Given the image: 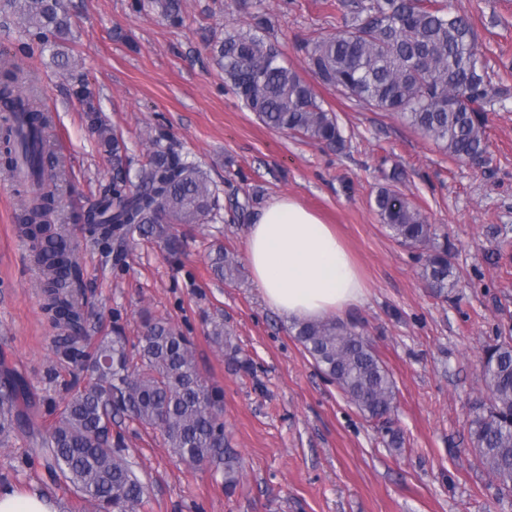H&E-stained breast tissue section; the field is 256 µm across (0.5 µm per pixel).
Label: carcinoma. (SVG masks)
Returning a JSON list of instances; mask_svg holds the SVG:
<instances>
[{
    "mask_svg": "<svg viewBox=\"0 0 512 512\" xmlns=\"http://www.w3.org/2000/svg\"><path fill=\"white\" fill-rule=\"evenodd\" d=\"M348 18L334 35L304 42L307 69L323 84L384 112H394L463 162L488 161L487 114L512 100V85L493 80L481 57L470 21L448 11V0H329ZM0 12L22 20L29 41L21 50L62 55L70 19L61 0H0ZM262 21L228 31L214 52L224 80L260 121L315 144L341 150L345 139L336 114L324 107L310 84L289 66L265 35ZM0 158L21 168L28 187L23 234L44 273V310L64 333L66 356L81 360L91 381L64 399L47 430L30 428L31 454L63 494H73L95 512H144L147 489L113 441L112 414L122 412L160 430L164 446L181 462L224 465V488L240 477L237 454L224 446L220 396L200 376L192 343L165 320L146 323L131 342L119 329L101 337L85 356L78 343L85 314L73 283L78 263L67 240L50 230L57 208L59 161L45 136L50 115L41 93L13 60L0 57ZM86 118L112 149V185L83 212L81 220L102 240L124 241L135 230L161 240L177 255L183 240L172 224H201L216 209V188L160 132L151 139L148 161L133 168L117 135L98 112ZM376 211L402 245L424 251L421 277L447 298L458 278L448 238L391 187L378 190ZM214 271L224 279L240 274L234 253L217 252ZM295 340L345 398L369 419L394 412L398 387L370 339L354 323L331 319L291 327ZM482 375L489 402L473 411L470 442L483 467L502 489H512V339L484 349ZM28 391L4 372L0 377V435L28 416Z\"/></svg>",
    "mask_w": 512,
    "mask_h": 512,
    "instance_id": "obj_1",
    "label": "carcinoma"
}]
</instances>
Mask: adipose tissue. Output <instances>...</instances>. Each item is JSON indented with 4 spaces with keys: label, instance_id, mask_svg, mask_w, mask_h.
I'll return each instance as SVG.
<instances>
[{
    "label": "adipose tissue",
    "instance_id": "ef3b65f1",
    "mask_svg": "<svg viewBox=\"0 0 512 512\" xmlns=\"http://www.w3.org/2000/svg\"><path fill=\"white\" fill-rule=\"evenodd\" d=\"M246 261L265 304L291 321L339 316L365 295L360 271L335 232L286 195L260 209Z\"/></svg>",
    "mask_w": 512,
    "mask_h": 512
}]
</instances>
